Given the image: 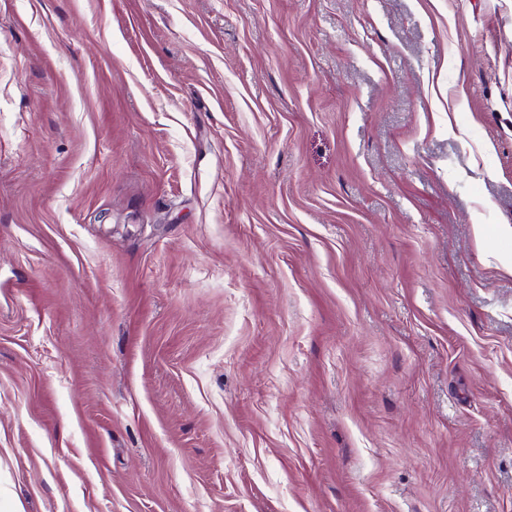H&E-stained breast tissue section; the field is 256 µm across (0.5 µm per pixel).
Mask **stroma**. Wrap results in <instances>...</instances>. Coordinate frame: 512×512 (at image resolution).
Instances as JSON below:
<instances>
[{"mask_svg": "<svg viewBox=\"0 0 512 512\" xmlns=\"http://www.w3.org/2000/svg\"><path fill=\"white\" fill-rule=\"evenodd\" d=\"M504 224L512 0H0V512H512Z\"/></svg>", "mask_w": 512, "mask_h": 512, "instance_id": "obj_1", "label": "stroma"}]
</instances>
